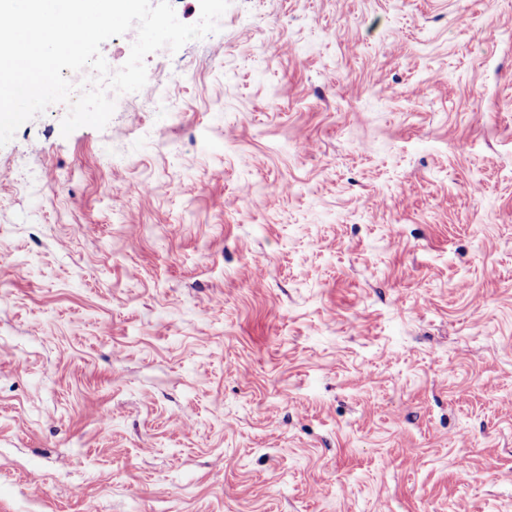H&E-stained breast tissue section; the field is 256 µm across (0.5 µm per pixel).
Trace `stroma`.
Wrapping results in <instances>:
<instances>
[{
    "instance_id": "obj_1",
    "label": "stroma",
    "mask_w": 512,
    "mask_h": 512,
    "mask_svg": "<svg viewBox=\"0 0 512 512\" xmlns=\"http://www.w3.org/2000/svg\"><path fill=\"white\" fill-rule=\"evenodd\" d=\"M219 25L0 147V512H512V0Z\"/></svg>"
}]
</instances>
